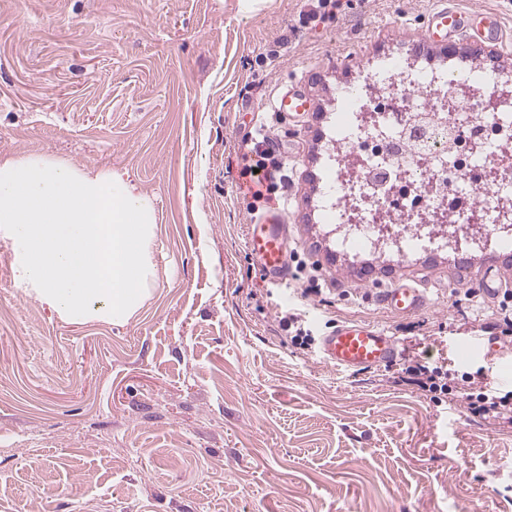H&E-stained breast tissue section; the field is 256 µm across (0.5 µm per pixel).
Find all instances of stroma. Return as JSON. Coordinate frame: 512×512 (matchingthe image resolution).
Listing matches in <instances>:
<instances>
[{
	"mask_svg": "<svg viewBox=\"0 0 512 512\" xmlns=\"http://www.w3.org/2000/svg\"><path fill=\"white\" fill-rule=\"evenodd\" d=\"M447 1L498 11L504 38H453L459 57L432 63L512 72V0H339L314 26L317 0H0V157L126 171L156 209L155 286L123 325L61 321L0 247V512H512V424L400 380L411 357L512 368L448 352L497 336L465 293L489 271L512 282V256L353 255L322 211L340 89L372 57H416ZM289 91L309 103L292 121L275 116ZM260 133L289 175L267 201L240 190L241 145ZM271 203L288 221L285 287L246 247ZM312 276L328 293L301 297ZM403 279L427 304L394 315L378 295ZM279 304L318 336L373 324L402 357L336 369L288 342Z\"/></svg>",
	"mask_w": 512,
	"mask_h": 512,
	"instance_id": "35a3bbf8",
	"label": "stroma"
}]
</instances>
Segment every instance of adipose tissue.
<instances>
[{
    "label": "adipose tissue",
    "instance_id": "adipose-tissue-1",
    "mask_svg": "<svg viewBox=\"0 0 512 512\" xmlns=\"http://www.w3.org/2000/svg\"><path fill=\"white\" fill-rule=\"evenodd\" d=\"M152 198L123 173L0 158V238L16 284L69 323L124 324L155 284Z\"/></svg>",
    "mask_w": 512,
    "mask_h": 512
}]
</instances>
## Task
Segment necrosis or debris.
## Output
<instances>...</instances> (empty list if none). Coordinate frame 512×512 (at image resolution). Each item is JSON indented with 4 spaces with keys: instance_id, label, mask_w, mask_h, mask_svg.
I'll return each mask as SVG.
<instances>
[{
    "instance_id": "4bbe7bcc",
    "label": "necrosis or debris",
    "mask_w": 512,
    "mask_h": 512,
    "mask_svg": "<svg viewBox=\"0 0 512 512\" xmlns=\"http://www.w3.org/2000/svg\"><path fill=\"white\" fill-rule=\"evenodd\" d=\"M502 80L418 59L405 64L380 57L363 81L345 89L334 120L336 147L323 158L331 188L323 200L336 244L362 251L379 238L376 211L401 225L400 249L446 242L418 215L436 210L466 225L480 211L486 237L512 243V98L500 97Z\"/></svg>"
}]
</instances>
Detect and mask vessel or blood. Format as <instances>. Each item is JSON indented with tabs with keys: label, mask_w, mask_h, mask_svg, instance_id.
<instances>
[{
	"label": "vessel or blood",
	"mask_w": 512,
	"mask_h": 512,
	"mask_svg": "<svg viewBox=\"0 0 512 512\" xmlns=\"http://www.w3.org/2000/svg\"><path fill=\"white\" fill-rule=\"evenodd\" d=\"M465 12L448 7L435 11L422 37L423 45L436 41L441 31H454L465 19ZM288 235L285 214L271 205L248 226L247 247L261 270L269 278L284 283L288 280ZM382 302L395 314L406 315L420 310L425 303L423 291L411 285L387 289ZM498 352L496 342L471 339L460 351L461 358H492ZM323 360L339 370L360 371L393 363L400 355L394 337L370 324L345 320L323 336L320 342Z\"/></svg>",
	"instance_id": "obj_1"
}]
</instances>
